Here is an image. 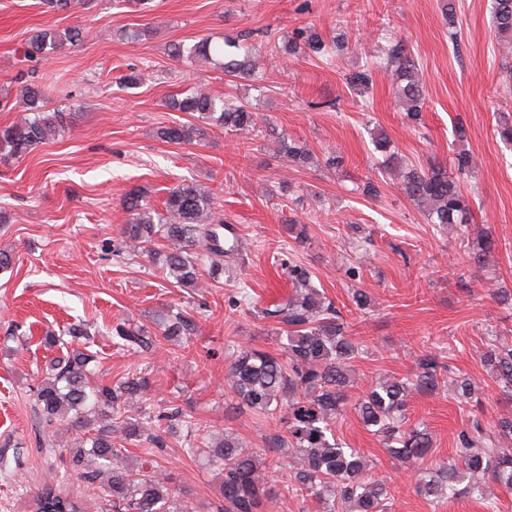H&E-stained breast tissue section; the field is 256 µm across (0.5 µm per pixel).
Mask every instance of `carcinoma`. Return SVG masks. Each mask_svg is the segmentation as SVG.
<instances>
[{"label":"carcinoma","mask_w":512,"mask_h":512,"mask_svg":"<svg viewBox=\"0 0 512 512\" xmlns=\"http://www.w3.org/2000/svg\"><path fill=\"white\" fill-rule=\"evenodd\" d=\"M492 10L496 33L512 34V0H493ZM87 34L82 27L39 29L30 37L26 55L32 60L46 59L68 43L83 41ZM290 49L295 54L330 57L326 41L311 28L300 30ZM171 57L202 58L215 62L226 76L255 79L253 47L242 39L215 43L201 38L188 46L175 44ZM377 64L393 72L396 97L407 118L417 121L425 92L413 56L402 42L393 41ZM44 99L45 92L37 83L23 87L22 114L11 125L0 127V158L20 160L72 122L75 113L46 111ZM167 106L188 113L195 122L158 129L163 141L193 143L204 135V129L217 126L250 140L273 138L282 159L291 166L314 163L310 151L270 122L258 120L240 99L215 96L197 87L171 99ZM387 160L393 163L391 170L397 173L400 189L428 223L459 228L465 262L476 271L485 268L495 239L488 230L474 238L468 234L471 211L462 182L468 175L469 155L463 150L456 154L453 174L437 163L398 166L392 154ZM124 206L129 224L115 252L145 254L154 260L162 257V272L178 288L221 283L224 258L234 246L221 244L218 229L223 220L214 211L210 192L195 182H182L169 189L161 212L143 203L136 191L128 194ZM288 280L291 295L269 312L278 319V335L285 338L280 352L242 347L232 354L225 378L242 403L272 416L286 429L283 465L289 468L287 489L292 495L313 500L322 512H390L387 484L372 473V460L336 436V423L348 408L352 367L365 351L363 343L348 332L347 322L306 268L288 267ZM194 330L193 321L170 305L150 328L127 319L113 326L112 333L121 346L147 351L163 341L182 345ZM90 359L73 347L53 358L38 380L35 412L43 424L44 442L53 447L56 427L63 423L80 429L71 466L91 482L108 474L107 482L99 487L112 512H188L175 489L158 480L145 464H124L125 447L115 441L114 434L120 432L126 440L161 443L150 413L134 418L125 414L126 407L143 393L146 378L131 375L113 385L96 383L88 368ZM483 365L501 395L512 399V338L491 336ZM439 367L436 356L421 358L413 374L377 381L357 399L354 410L363 426L381 437L388 455L410 470L418 495L437 503L475 498L493 512L488 483L512 493V448L505 447V442L512 441V415H501L489 424L474 417L458 433L454 455L428 468L432 434L425 424L413 423L407 416L412 394L449 385L460 404L469 405L475 399L468 378L459 376L442 383ZM186 452L202 457L222 473L224 505L220 512H262L268 481L259 452L229 432L219 439H203ZM88 457L98 465L97 470H84ZM33 505L34 512H83L79 502L60 495L49 483L43 485Z\"/></svg>","instance_id":"cac0c4a2"}]
</instances>
